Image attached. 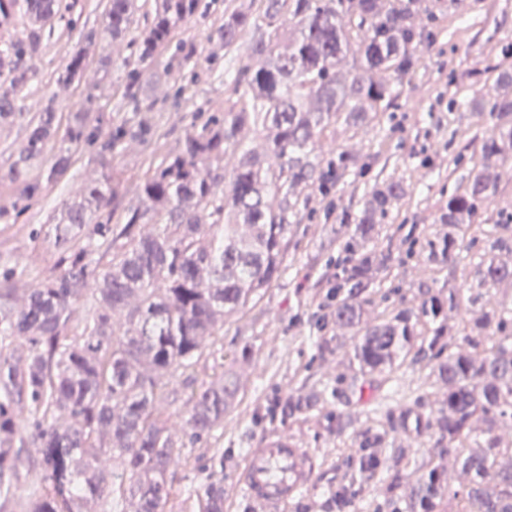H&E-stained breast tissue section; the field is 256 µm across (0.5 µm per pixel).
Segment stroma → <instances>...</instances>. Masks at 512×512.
Wrapping results in <instances>:
<instances>
[{
  "label": "stroma",
  "instance_id": "obj_1",
  "mask_svg": "<svg viewBox=\"0 0 512 512\" xmlns=\"http://www.w3.org/2000/svg\"><path fill=\"white\" fill-rule=\"evenodd\" d=\"M106 0H64L63 16L54 20L34 60L33 75L19 94L24 118L0 125V205L12 204L19 190L8 170L24 148L27 115L53 102L60 129H67L74 113H88L102 129L130 119L124 107L128 75L139 72L136 92L153 103L148 121L158 126L159 143H122L107 163L94 158L93 148L80 152L69 173L30 203L15 224L0 223V272L15 269L18 288H30L57 270L59 250L54 243L53 216L63 200L84 184L110 177L119 197L113 222L123 221L139 203L138 183L149 163L176 151L198 115L220 114L235 96L225 73L250 54L248 44L225 55L215 30L224 21L228 4L257 11V0H211L205 14L181 24L175 38L192 51L193 60L169 67L170 52L144 65L125 42L100 35ZM447 34L435 44H420L416 73L374 122L350 134L325 133L315 153L325 159L344 150L381 160L364 173L350 175L329 197L309 195L299 224L294 225L281 277L261 297L224 322L196 364L169 377L156 400L158 413L168 421L175 447L182 453L170 474L171 494L161 512H196L188 491H203L213 473L224 474V512H259L239 491L235 475L249 448L262 438L280 435L306 449L314 458L312 485L303 490L287 512H337L340 478L357 451L355 436L366 422L372 387L362 393L350 389L357 370L352 360V329L317 324V298L326 275L334 273L340 248L348 238L344 214L356 213L374 181L398 177L404 195L394 201L388 224L375 247L393 249L399 261L374 284V304L368 317L377 320L395 307H414L423 290L447 293L463 286L476 261L475 251L462 252L452 266L433 268L427 260V240L444 235L438 223L441 199L467 180L471 165L463 148L475 136L489 133V101L502 94L497 73H512V0H465L463 8L446 9L439 23ZM96 31L94 40L84 32ZM83 53L86 66L79 79L62 81L70 56ZM222 376L234 378L237 393L224 413V422L210 435L193 439L183 428L187 397ZM308 402V409L289 411L292 400ZM352 414L353 425L336 432L330 422L337 413ZM393 447L409 460L398 470L389 465L386 479L352 495L347 512H383L388 486H395L402 506L413 500L420 472L429 454L426 439L395 434Z\"/></svg>",
  "mask_w": 512,
  "mask_h": 512
}]
</instances>
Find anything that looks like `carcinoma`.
I'll return each instance as SVG.
<instances>
[{
	"label": "carcinoma",
	"mask_w": 512,
	"mask_h": 512,
	"mask_svg": "<svg viewBox=\"0 0 512 512\" xmlns=\"http://www.w3.org/2000/svg\"><path fill=\"white\" fill-rule=\"evenodd\" d=\"M203 0H156L151 24L129 41L139 62H153L175 47L173 58L192 54L173 43L175 30L196 15ZM255 15L224 10L216 31L224 52L235 51L244 35L260 36L251 46L258 66L247 62L232 81L237 103L223 118H208L187 133L178 150L152 165L140 183V204L122 224L112 223L117 188L108 179L85 185L59 210L55 238L62 272L42 280L23 299L12 301L14 271L0 276V338L25 341V352L0 345V490L13 487L24 467L23 449L41 455V483L27 512H88L86 505L105 489L124 506L105 512H159L170 493V463L180 456L167 420L155 400L171 371L192 367L205 343L224 320L260 297L283 270L288 235L298 223L296 188L328 196L357 170L355 157L338 149L336 157L312 156L316 137L338 126L355 130L379 119L397 87L416 69L417 46L434 34L416 23L431 11L426 0H262ZM134 0H107L102 31L110 39L129 33ZM61 0H0V28L17 14L28 27L0 42V124L24 116L17 92L30 80L46 25L60 15ZM353 57L350 76L339 66ZM84 70L77 53L64 66L73 81ZM125 99L134 112H149L134 91ZM493 120L481 140L475 174L441 203L439 219L451 231L428 242L430 261L454 265L477 235L489 248L473 269L469 303L512 280V267L498 260L512 253V224H474L482 203L496 196L499 174L512 171V96L489 103ZM261 131L262 150L250 147ZM163 137L154 125L125 122L104 132L79 112L67 134L58 137L56 112L47 105L30 121L26 145L9 176L27 201L62 179L81 146L95 147L103 162L123 142L152 143ZM232 159V168L224 161ZM42 162L38 170L33 163ZM398 182L370 189L364 210L344 224L351 227L343 273L328 282L336 298L324 294L320 307L338 325L355 329L353 358L360 376L377 394L361 431L365 449L342 485L380 479L386 458L367 452L390 432L428 438L434 452L421 468L412 512H438L448 495V512H512V439L500 430L512 422V304L484 310L464 321L456 333L439 324L460 306V289L448 296L426 294L414 312L395 308L369 323L374 274L391 269L389 251L357 248L378 236ZM276 199L277 205L270 204ZM91 298L97 313L81 332L73 327L74 306ZM434 323L432 335L416 333L420 321ZM448 357H443V353ZM428 369L448 381L436 411L422 414L419 397L402 385L403 367ZM237 391L221 378L192 392L186 430L200 439L224 422ZM454 458L468 483L452 489L444 481L442 458ZM200 512H224V478L211 480L198 495Z\"/></svg>",
	"instance_id": "obj_1"
}]
</instances>
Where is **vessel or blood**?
<instances>
[{
    "label": "vessel or blood",
    "instance_id": "obj_1",
    "mask_svg": "<svg viewBox=\"0 0 512 512\" xmlns=\"http://www.w3.org/2000/svg\"><path fill=\"white\" fill-rule=\"evenodd\" d=\"M312 471V459L305 449L271 435L250 450L237 481L242 493L264 512H279L309 484Z\"/></svg>",
    "mask_w": 512,
    "mask_h": 512
}]
</instances>
